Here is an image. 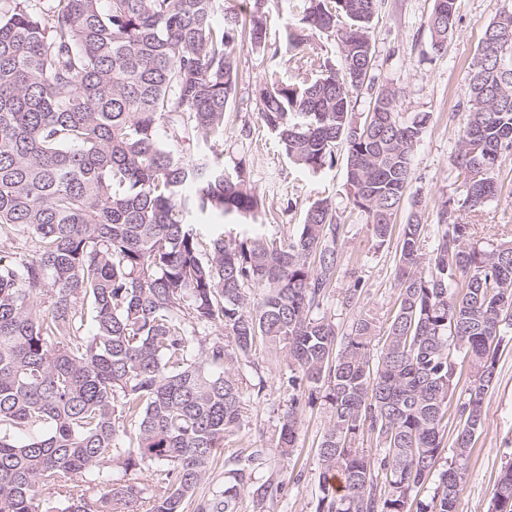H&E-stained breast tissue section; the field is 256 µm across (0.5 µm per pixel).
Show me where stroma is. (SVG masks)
<instances>
[{"instance_id":"1","label":"stroma","mask_w":512,"mask_h":512,"mask_svg":"<svg viewBox=\"0 0 512 512\" xmlns=\"http://www.w3.org/2000/svg\"><path fill=\"white\" fill-rule=\"evenodd\" d=\"M433 6L434 0H385L370 28L374 74L378 81L400 90L398 111L408 118L422 112L432 115L413 152V184L396 218L403 224L412 214H419L426 226L422 251L427 255L435 247L441 206L456 197L460 184L452 157L460 146L468 68L480 48L485 26L500 10L512 8V0H459L454 34L438 52L431 47L425 25ZM293 22V17L281 10H271L267 16L268 42L278 47V56L252 49L245 42L235 48L238 89L224 130V161L246 160L249 186L265 207L254 222L228 224L224 230L237 237L293 234L299 231L308 204L329 198L345 234L344 265L325 303L327 316L341 336L361 311L372 314L383 329L397 297L396 247H377L364 214L353 205L346 185L345 149L337 150L333 168L310 174L288 160L259 119L261 105L254 93L255 83L272 70L286 79L293 76L286 42V29ZM245 125L251 129L247 138L241 135ZM502 179L499 199L479 211L456 214L458 222L472 225L475 238H512V159L504 163ZM357 278L362 281V292L358 306L352 308L345 304L344 295ZM285 373L281 357L261 344L241 359L239 378L250 401L243 412L238 447L262 449L260 476L285 485L267 512H315L321 495L316 448L326 411L319 405L306 410L300 446L292 456H280L271 448L278 415L288 403L281 385ZM259 383L264 386L260 393L255 390ZM510 462L512 339L508 338L498 353L497 379L488 395L487 425L471 451L470 480L458 500L457 512H490L494 484L501 468Z\"/></svg>"}]
</instances>
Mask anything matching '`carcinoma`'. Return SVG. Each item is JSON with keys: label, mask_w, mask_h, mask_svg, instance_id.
Returning a JSON list of instances; mask_svg holds the SVG:
<instances>
[{"label": "carcinoma", "mask_w": 512, "mask_h": 512, "mask_svg": "<svg viewBox=\"0 0 512 512\" xmlns=\"http://www.w3.org/2000/svg\"><path fill=\"white\" fill-rule=\"evenodd\" d=\"M271 1L285 2L246 0L241 14L224 0H0V245L13 248L0 255V429L35 432L24 443L0 433V512H185L240 435L234 368L258 342L288 366L272 447L293 455L306 408L327 412L316 512H456L512 328V239L482 245L452 217L500 193L512 156V11L486 26L470 64L454 158L464 180L427 259L425 225L395 217L430 113L403 119L399 90L382 84L364 121L353 117L374 86L369 29L384 0H296L294 79L273 70L255 85L288 159L318 174L345 144L353 205L377 246L397 238L398 295L375 353V318L358 315L339 344L323 312L344 235L327 200L294 236L217 232L205 253L190 222L208 212L243 224L261 206L245 161L224 165V121L235 41L245 32L268 48ZM457 12L458 0H435L434 49ZM305 30L337 38L340 68L303 55ZM455 397L452 458L438 471ZM366 431L382 445L375 458L357 446ZM74 474L81 483H66ZM247 485L257 512L283 490L238 468L197 512H234ZM503 489L512 500L511 463L492 498Z\"/></svg>", "instance_id": "cac0c4a2"}]
</instances>
